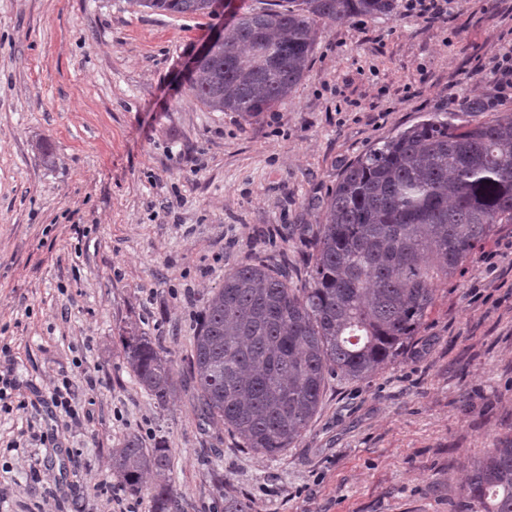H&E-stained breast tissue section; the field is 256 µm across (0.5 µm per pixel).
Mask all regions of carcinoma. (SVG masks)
I'll list each match as a JSON object with an SVG mask.
<instances>
[{"label":"carcinoma","mask_w":512,"mask_h":512,"mask_svg":"<svg viewBox=\"0 0 512 512\" xmlns=\"http://www.w3.org/2000/svg\"><path fill=\"white\" fill-rule=\"evenodd\" d=\"M151 10L210 14L213 0H136ZM394 0H278L242 15L208 45L191 91L218 112H266L304 77L317 21L389 15ZM512 224V113L476 125L422 120L360 155L324 205L308 284L262 259L224 273L203 302L190 369L201 413L257 454H284L317 414L327 378L364 379L398 354L453 277ZM127 367L163 406L182 386L173 359L137 328ZM167 448L135 436L112 449L128 489L154 477L152 512H180ZM460 512H512V443L475 459Z\"/></svg>","instance_id":"cac0c4a2"}]
</instances>
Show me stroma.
<instances>
[{"mask_svg": "<svg viewBox=\"0 0 512 512\" xmlns=\"http://www.w3.org/2000/svg\"><path fill=\"white\" fill-rule=\"evenodd\" d=\"M266 0L172 15L134 0H0V374L68 378L88 410L56 447H13L26 416L0 412V512H150L112 475L137 437L169 450L182 512H457L474 458L512 441V224L439 283L396 359L328 378L294 447L267 457L201 416L189 359L206 296L256 257L302 284L307 241L343 172L437 114L512 112L477 63L512 50V0H455L427 21L319 22L288 99L247 116L190 91L200 49ZM138 326L183 387L158 406L126 366ZM96 376L89 390L86 375Z\"/></svg>", "mask_w": 512, "mask_h": 512, "instance_id": "35a3bbf8", "label": "stroma"}]
</instances>
